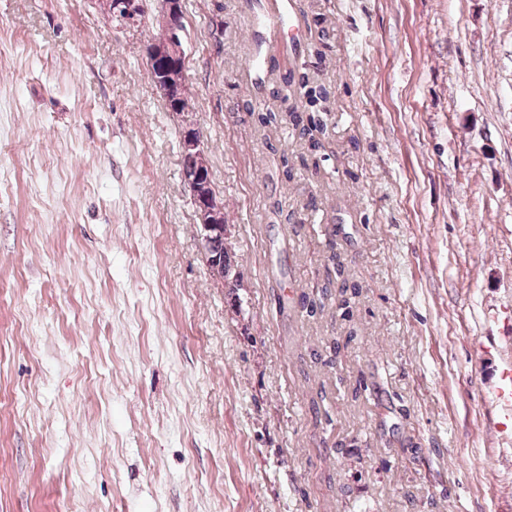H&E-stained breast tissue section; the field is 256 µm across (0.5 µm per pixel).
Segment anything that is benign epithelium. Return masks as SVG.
<instances>
[{
    "instance_id": "benign-epithelium-1",
    "label": "benign epithelium",
    "mask_w": 512,
    "mask_h": 512,
    "mask_svg": "<svg viewBox=\"0 0 512 512\" xmlns=\"http://www.w3.org/2000/svg\"><path fill=\"white\" fill-rule=\"evenodd\" d=\"M109 12L122 10L131 19L138 8L134 0H103ZM161 12L166 17L165 33L151 41L146 49L151 81L165 101L172 100L177 85L186 82V54L179 37L183 30L182 7L178 0H160ZM183 165L194 171L192 177H184L199 227L200 246L210 276L224 283V253L217 245L230 234L229 225L223 220V202L213 189L207 149L199 129L189 127L183 132Z\"/></svg>"
}]
</instances>
